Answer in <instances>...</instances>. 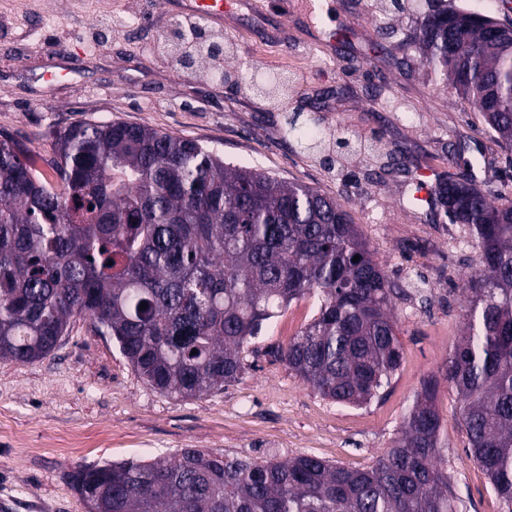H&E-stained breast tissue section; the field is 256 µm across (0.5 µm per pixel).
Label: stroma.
<instances>
[{
  "label": "stroma",
  "instance_id": "35a3bbf8",
  "mask_svg": "<svg viewBox=\"0 0 512 512\" xmlns=\"http://www.w3.org/2000/svg\"><path fill=\"white\" fill-rule=\"evenodd\" d=\"M327 22L251 5L225 15L233 66L291 80L289 109L318 118L326 139L380 140L328 166L282 133L265 99L173 65L160 51L178 15L173 0H0V132L35 154L54 130L125 121L199 141L225 161L314 187L345 203L374 259L398 285L392 308L403 347L389 385L363 406L314 393L280 352L316 315L307 296L263 324L245 346L241 379L196 399L148 386L111 336L74 317L55 349L27 364L0 361V512H87L68 482L77 465L174 458L184 448L285 460L312 454L364 469L399 437L425 379L438 382L448 484L459 512H502L487 475L467 455L461 401L444 377L466 318L464 280L479 250L467 227L417 205L419 172L475 161L476 180L512 199V161L455 90L439 80L410 33L426 0L382 11L379 0H326ZM150 16H143V9ZM136 14L133 29L99 31L103 17ZM333 53L303 46L316 31Z\"/></svg>",
  "mask_w": 512,
  "mask_h": 512
}]
</instances>
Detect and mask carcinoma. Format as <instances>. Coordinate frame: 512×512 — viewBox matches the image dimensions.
Instances as JSON below:
<instances>
[{"label": "carcinoma", "instance_id": "carcinoma-1", "mask_svg": "<svg viewBox=\"0 0 512 512\" xmlns=\"http://www.w3.org/2000/svg\"><path fill=\"white\" fill-rule=\"evenodd\" d=\"M498 25L512 29L428 0L410 41L511 153L512 38L494 35ZM182 52L273 105L288 100V80L267 74L257 87L228 65V43L222 56ZM286 133L335 162V144L297 114ZM36 160L0 138V360L44 358L79 315L149 386L197 398L238 380L249 339L310 295L318 313L281 358L313 392L360 406L400 367L396 285L337 199L116 120L54 131L39 160L55 181ZM464 166L436 188L448 223L465 225L480 252L444 377L462 401L468 455L512 512V200L493 201L468 174L472 161ZM435 399L424 383L394 446L368 469L183 448L171 460L79 465L68 480L88 512H458Z\"/></svg>", "mask_w": 512, "mask_h": 512}]
</instances>
